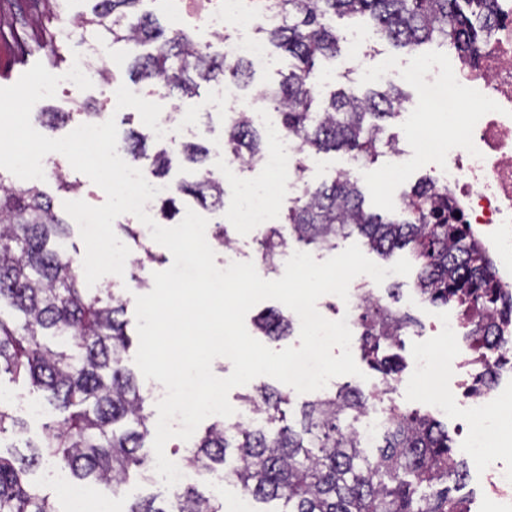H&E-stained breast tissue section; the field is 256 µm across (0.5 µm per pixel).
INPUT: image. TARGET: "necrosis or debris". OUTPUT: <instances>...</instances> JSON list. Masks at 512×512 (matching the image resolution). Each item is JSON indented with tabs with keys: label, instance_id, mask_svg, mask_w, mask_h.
I'll return each instance as SVG.
<instances>
[{
	"label": "necrosis or debris",
	"instance_id": "necrosis-or-debris-1",
	"mask_svg": "<svg viewBox=\"0 0 512 512\" xmlns=\"http://www.w3.org/2000/svg\"><path fill=\"white\" fill-rule=\"evenodd\" d=\"M174 27L192 24L220 36L225 60H244L255 68L268 66L267 43L257 37L258 26L276 25L275 17L258 18L245 11L241 0H213L196 10L190 0H172ZM498 12L492 33L476 63H460L448 74V85L460 100L458 110H434V132L422 135L415 149L395 147L384 170L374 169L357 156H349L346 172L371 182H383L397 194L408 178L414 158L433 162L431 173L440 196L447 198L449 213L459 216L466 240L492 256L493 275L503 301H512V0H497ZM233 37H226V29ZM215 97L224 104V118L231 121L248 113L262 126L270 147L258 161L264 179L242 184L238 193L242 219L253 228L269 224L272 214L284 206L289 194L301 188L296 176L297 142L286 136L274 113L241 102L235 88L224 82L214 85ZM446 336L450 355L435 358L429 347L415 355V379H427L431 388L443 389L452 382L447 410L458 417L470 454L481 452L479 417L490 407L512 401L508 390L480 388L476 380L485 365L498 362L497 350L475 348L466 343V314L456 305L433 315Z\"/></svg>",
	"mask_w": 512,
	"mask_h": 512
}]
</instances>
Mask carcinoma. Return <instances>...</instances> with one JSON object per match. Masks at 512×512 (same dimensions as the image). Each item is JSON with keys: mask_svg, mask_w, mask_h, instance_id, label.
Here are the masks:
<instances>
[{"mask_svg": "<svg viewBox=\"0 0 512 512\" xmlns=\"http://www.w3.org/2000/svg\"><path fill=\"white\" fill-rule=\"evenodd\" d=\"M143 0H95L93 17L78 26L93 27L99 37L126 47L132 77L160 81L181 99L199 95L201 83L225 81L241 89L253 77L244 61L226 62L204 51L184 30L164 35ZM259 17L275 15L279 23L262 26L268 43L293 60L276 91L266 96L284 132L297 139L301 153H352L375 162L384 123L393 118L404 93L395 86L369 89L362 95L343 89L330 92L325 106L314 109L322 92L312 91L322 59L340 52L336 19L370 15L377 33L408 52L428 43L453 49L473 61L490 36L495 0H248ZM24 11L16 14L12 37L27 52L57 41L41 30L28 34ZM265 133L247 114L224 127V149L236 159L254 162L265 153ZM123 150L134 160H150L149 175L166 178L172 153L148 154L137 131L124 138ZM209 149L186 142L177 155L203 164ZM205 209H224V182L203 173L180 182L162 201V215L180 213V196ZM433 183L425 179L411 190L402 220L385 218L365 207L358 183L344 174L331 182L306 186L287 207L285 218L296 240L318 249L336 247V239L354 232L366 245L387 255L409 249L417 264V291L437 305L457 303L470 313L468 339L482 348L495 343L491 314L498 294L489 270L491 259L468 245L461 224L448 223L446 209L435 205ZM71 224L54 209L40 183L15 186L0 175V374L42 392L53 408L39 441L26 443L28 453H0V512H60L31 479L44 460L53 461L77 482L111 486L119 494L131 470L142 477L152 469L143 449L155 435L147 397L125 365L131 339L127 302L108 288L96 291L67 255ZM262 254L273 260L286 246L280 230L269 227L258 239ZM9 314L3 313V306ZM362 350L387 385L400 380L396 357L384 345L400 343L408 319L370 299L358 316ZM293 320L269 310L256 316L254 330L270 339L290 335ZM376 395L341 387L318 394L300 409L299 427L287 423L288 395L266 385L245 394V405L263 425L226 426L217 421L186 449L184 464L218 472L252 498L282 500L286 512H471L470 502L453 494L466 476V464L454 459L448 428L429 414L393 404L381 433L382 445L364 448L353 422ZM26 423L0 405V439L24 432ZM233 449L234 464L227 466ZM127 512H223V502L192 487L178 491L166 506L153 498L132 501Z\"/></svg>", "mask_w": 512, "mask_h": 512, "instance_id": "cac0c4a2", "label": "carcinoma"}]
</instances>
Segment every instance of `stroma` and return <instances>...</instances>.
<instances>
[{"instance_id":"35a3bbf8","label":"stroma","mask_w":512,"mask_h":512,"mask_svg":"<svg viewBox=\"0 0 512 512\" xmlns=\"http://www.w3.org/2000/svg\"><path fill=\"white\" fill-rule=\"evenodd\" d=\"M372 23L366 17L345 18L339 20L338 28L342 35L340 43L341 51L336 58L321 61L322 70L332 72L331 89L345 88L354 93L366 91L368 83L364 78L365 72L374 71L382 67L386 58L393 57L399 62H411L412 55L406 51L395 49L386 39L373 37L366 42L359 50H352L347 37L353 28H371ZM429 52L434 53L438 58V70L430 81L419 85L401 83L400 88L406 94L407 100L403 104L404 111L416 112L420 109L421 101L428 97H445L446 84L448 82V66L457 63L458 58L454 54L446 53L444 48L435 44L429 45ZM131 78L128 69H121L112 74L108 80H94L93 86L88 90H70L66 85H59L54 97L45 98L37 102L35 111L47 112H69L73 115L74 122H81L80 112L82 108H89L90 111H111L115 114L116 125L119 133H126L128 130L146 132L147 127L141 121L138 112L131 108L120 111L112 109V88L116 85L130 84ZM178 107L185 112L193 113L196 128L192 136H185L182 126H175L173 136L176 143H183L185 139L203 143L211 151L210 158H207L204 166H197L184 161L182 158H175L169 175L172 182L192 181L197 177L199 169L211 171L215 178H222V170L217 169L215 153L224 149V114L222 111L204 112L199 110L197 100H178ZM64 173L69 181L79 182L80 188L75 192L60 190L58 183L53 176H46L42 182V189L52 198L55 209H62L64 202L82 200L93 206L102 205L106 200L104 191L93 184L88 177L75 171L71 165H64ZM203 217L207 218V235H214L216 229H224L226 235L238 242L235 252L225 251L222 247H215V262L219 267H227L233 262H259L260 252L257 239L258 232L249 229L237 219L236 204L232 195H225L224 208L220 211L203 210ZM151 251L153 258L144 262L138 268L136 277H118L108 274L99 279V287H111L117 289L127 303H134L137 294H145L153 288V275L156 272L168 269L173 258L171 253L163 246L156 243L150 232H143L140 245L131 247V257L142 256L144 251ZM416 286L415 275H408L397 280L396 284L383 283L375 286L374 291L381 297H388L391 289H398L400 300L397 302V309L405 310L411 318L412 324L408 335H405L401 346L396 352L402 358L405 368H412L413 355L419 345L434 341V331L428 319L414 309L406 307L405 298L413 293ZM0 399L27 425V431L21 437H7L0 440V446L24 449L26 441L38 439L42 434V424L46 412L50 407L42 393L32 391L15 384L9 375L0 376ZM38 405V412H30V405ZM184 483L196 485L205 494L218 496L224 502L226 512H259L260 508H267L268 512H282L283 501L275 500L267 505H260L252 498L242 494L239 487L231 483H224L217 487L213 484V476L210 473L199 471L193 468L185 469ZM88 491L94 503L92 512H126V505L129 499L137 496H155L159 501H166L172 498L173 489L167 488L159 476H152L151 480L145 481L138 476H131L120 494H112L111 490L99 484L89 485Z\"/></svg>"}]
</instances>
